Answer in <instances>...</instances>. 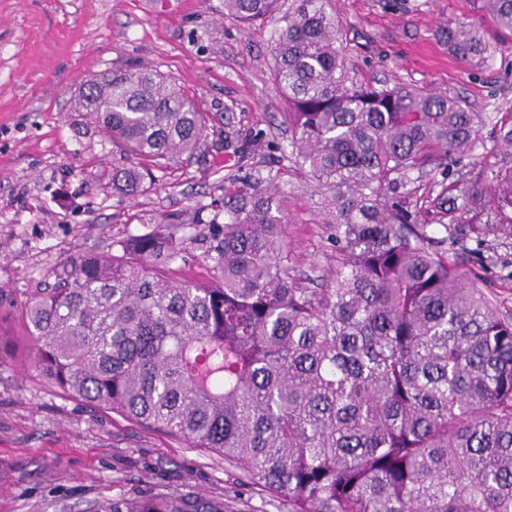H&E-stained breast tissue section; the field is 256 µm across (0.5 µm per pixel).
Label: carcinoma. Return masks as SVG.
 Wrapping results in <instances>:
<instances>
[{
  "mask_svg": "<svg viewBox=\"0 0 512 512\" xmlns=\"http://www.w3.org/2000/svg\"><path fill=\"white\" fill-rule=\"evenodd\" d=\"M280 17L275 81L293 131L289 160L330 194L336 270L321 288L290 274L282 200L263 179L224 178L212 281L171 267L184 241L164 224L83 251L20 304L32 363L52 387L224 457L288 512H512V322L390 200L412 172L441 171L446 229L478 242L512 228V109L475 167L453 166L479 135L458 96L350 77L331 0ZM512 33V0H477ZM278 0H224L243 25ZM448 47L481 64L478 27L448 24ZM78 110L136 163L112 189L139 193L192 155L206 114L149 68L88 84ZM15 359L0 334V365ZM112 512H224L190 495L144 496Z\"/></svg>",
  "mask_w": 512,
  "mask_h": 512,
  "instance_id": "cac0c4a2",
  "label": "carcinoma"
}]
</instances>
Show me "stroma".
Masks as SVG:
<instances>
[{
	"instance_id": "obj_1",
	"label": "stroma",
	"mask_w": 512,
	"mask_h": 512,
	"mask_svg": "<svg viewBox=\"0 0 512 512\" xmlns=\"http://www.w3.org/2000/svg\"><path fill=\"white\" fill-rule=\"evenodd\" d=\"M350 75L375 86H426L465 97L485 120L512 109V36L476 0H332ZM481 28L485 64L448 50L449 23ZM276 18L244 27L224 0H0V289L15 303L69 256L170 225L190 242L174 263L184 279L213 276L209 203L224 195L225 140L243 144L244 173L272 176L284 202L288 266L316 287L336 267L327 197L281 150L292 137L272 77ZM149 66L174 77L208 116L189 159L156 171L137 195L113 191L129 159L74 109L96 75ZM441 176L411 173L394 201L427 223L429 246L478 281L512 317V231L477 246L446 231L430 192ZM150 495L220 499L226 512H288L223 458L141 427L48 385L33 366H0V512H111Z\"/></svg>"
}]
</instances>
